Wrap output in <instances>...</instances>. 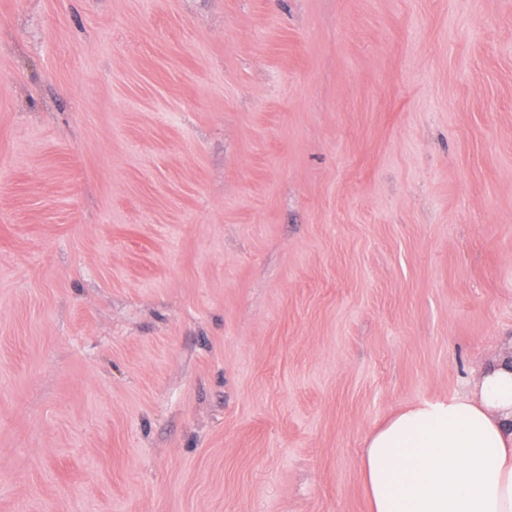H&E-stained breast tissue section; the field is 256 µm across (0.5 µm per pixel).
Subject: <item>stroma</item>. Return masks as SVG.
Returning a JSON list of instances; mask_svg holds the SVG:
<instances>
[{"label":"stroma","mask_w":512,"mask_h":512,"mask_svg":"<svg viewBox=\"0 0 512 512\" xmlns=\"http://www.w3.org/2000/svg\"><path fill=\"white\" fill-rule=\"evenodd\" d=\"M511 337L512 0H0V512H369Z\"/></svg>","instance_id":"stroma-1"}]
</instances>
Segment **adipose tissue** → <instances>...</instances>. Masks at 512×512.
<instances>
[{"label":"adipose tissue","mask_w":512,"mask_h":512,"mask_svg":"<svg viewBox=\"0 0 512 512\" xmlns=\"http://www.w3.org/2000/svg\"><path fill=\"white\" fill-rule=\"evenodd\" d=\"M362 477L371 512H512V361L395 414L367 438Z\"/></svg>","instance_id":"adipose-tissue-1"}]
</instances>
